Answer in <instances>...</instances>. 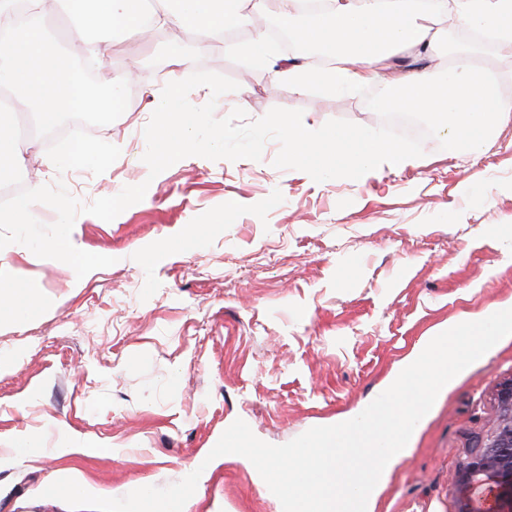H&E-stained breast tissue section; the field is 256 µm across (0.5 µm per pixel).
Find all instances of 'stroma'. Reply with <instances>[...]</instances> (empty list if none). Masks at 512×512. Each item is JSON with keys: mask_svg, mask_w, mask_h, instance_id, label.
I'll use <instances>...</instances> for the list:
<instances>
[{"mask_svg": "<svg viewBox=\"0 0 512 512\" xmlns=\"http://www.w3.org/2000/svg\"><path fill=\"white\" fill-rule=\"evenodd\" d=\"M178 28L112 48V68L137 58L126 112L95 129L121 155L102 175L45 169L28 143L32 187L65 181L81 203L147 183L113 221L79 215L72 241L113 265L76 278L28 248L0 260L13 282L47 302L17 322L0 307V512H70L44 490L62 475L113 491L165 487L190 474L223 432L244 420L285 444L364 410L400 361L436 326L512 308V122L483 152L424 143L417 166H380L367 180L315 182L261 160L184 158L150 176L142 157L152 98ZM246 41L191 55L239 89L249 119L299 109L311 129L333 119L376 128L363 96L272 85ZM233 209H225L226 200ZM512 380V342L482 356L427 413L386 480L376 512H458V474L476 439L498 424L495 394ZM37 447L19 454L22 436ZM188 512H283L247 467L223 455Z\"/></svg>", "mask_w": 512, "mask_h": 512, "instance_id": "35a3bbf8", "label": "stroma"}]
</instances>
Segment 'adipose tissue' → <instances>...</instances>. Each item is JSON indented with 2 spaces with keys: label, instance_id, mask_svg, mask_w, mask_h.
Here are the masks:
<instances>
[{
  "label": "adipose tissue",
  "instance_id": "obj_1",
  "mask_svg": "<svg viewBox=\"0 0 512 512\" xmlns=\"http://www.w3.org/2000/svg\"><path fill=\"white\" fill-rule=\"evenodd\" d=\"M330 10L306 28L302 40L320 44L332 64L318 69L292 63L271 69L274 82H288L298 91L318 87L329 92H353L366 85L384 91L385 103L439 118L445 133L481 151L491 131L512 121V96L505 94L494 74L479 70L474 57L463 54L446 67L441 81L414 69L394 72L388 60L400 49L412 48L429 60L446 52L442 18L463 28L495 31L512 41V0H329ZM67 14L82 25L126 34L139 30L142 0H65ZM242 0H161L152 14L153 28L191 29L198 48L222 38L226 30L245 21ZM186 60L173 54L165 90L156 112H179L177 122L166 121L150 133L159 153L192 147L193 119L180 113L182 74Z\"/></svg>",
  "mask_w": 512,
  "mask_h": 512
}]
</instances>
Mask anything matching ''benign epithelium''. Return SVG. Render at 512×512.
Segmentation results:
<instances>
[{
    "label": "benign epithelium",
    "mask_w": 512,
    "mask_h": 512,
    "mask_svg": "<svg viewBox=\"0 0 512 512\" xmlns=\"http://www.w3.org/2000/svg\"><path fill=\"white\" fill-rule=\"evenodd\" d=\"M500 423L493 436L478 440L467 465L458 476L462 492L458 512H471L467 492L488 484L494 492L496 512H512V380L497 393Z\"/></svg>",
    "instance_id": "obj_1"
}]
</instances>
